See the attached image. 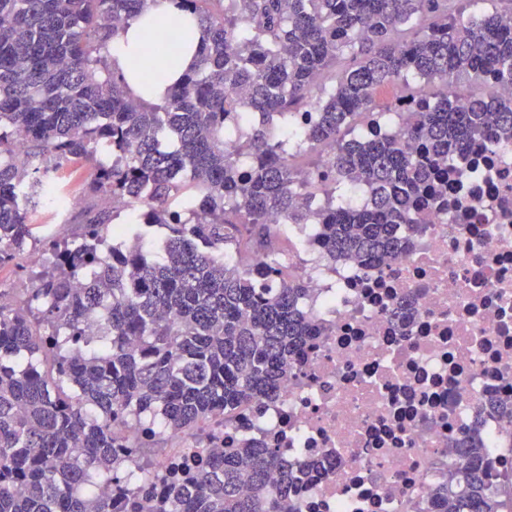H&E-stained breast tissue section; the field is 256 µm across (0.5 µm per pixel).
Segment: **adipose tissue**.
<instances>
[{"instance_id": "adipose-tissue-1", "label": "adipose tissue", "mask_w": 512, "mask_h": 512, "mask_svg": "<svg viewBox=\"0 0 512 512\" xmlns=\"http://www.w3.org/2000/svg\"><path fill=\"white\" fill-rule=\"evenodd\" d=\"M142 20L131 22L127 33L110 44L107 49L111 70L117 71L125 78L131 93L147 101L159 102L166 95L169 86L180 73L189 69L194 61L192 49L181 44H174L173 55L178 61V68H159L151 81H144L135 74V63L147 50L146 37L142 32Z\"/></svg>"}]
</instances>
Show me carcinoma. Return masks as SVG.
<instances>
[{"label":"carcinoma","instance_id":"cac0c4a2","mask_svg":"<svg viewBox=\"0 0 512 512\" xmlns=\"http://www.w3.org/2000/svg\"><path fill=\"white\" fill-rule=\"evenodd\" d=\"M150 2L0 0V265L69 165H90L92 194L126 200L125 235L165 229L152 250L116 235L107 247L120 210L104 208L54 244L26 305L0 303V512H298L295 475L271 480L274 449L251 443L116 501L82 488L138 479L117 465L128 425L192 434L277 397L318 328L300 310L306 283L264 253L272 234L314 219L329 259L398 255L437 166L475 139L512 142V101L491 94L426 98L381 135L351 128L392 112L376 90L411 77L512 83V0L469 17L455 0H180L205 38L160 103L133 98L105 52ZM171 51L151 41L141 70L175 64ZM342 60L333 91L318 88ZM326 145L333 166L291 164ZM455 448L464 467L433 491L434 512H512V478H494L479 429Z\"/></svg>","mask_w":512,"mask_h":512}]
</instances>
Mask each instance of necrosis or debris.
Here are the masks:
<instances>
[{
    "mask_svg": "<svg viewBox=\"0 0 512 512\" xmlns=\"http://www.w3.org/2000/svg\"><path fill=\"white\" fill-rule=\"evenodd\" d=\"M405 248L361 267L321 255L303 227V312L319 329L276 400H255L197 434L175 433L151 479L250 438L277 466L321 462L300 512H431L477 406L512 397V144L449 158ZM497 473L512 474V417L482 421Z\"/></svg>",
    "mask_w": 512,
    "mask_h": 512,
    "instance_id": "1",
    "label": "necrosis or debris"
}]
</instances>
